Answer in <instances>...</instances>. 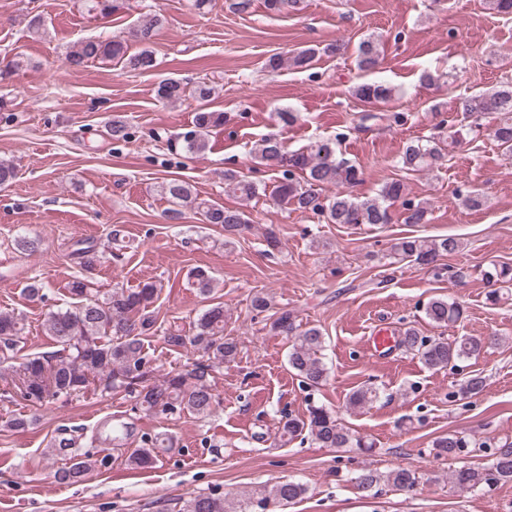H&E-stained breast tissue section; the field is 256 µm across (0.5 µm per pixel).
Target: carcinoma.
Here are the masks:
<instances>
[{
  "mask_svg": "<svg viewBox=\"0 0 512 512\" xmlns=\"http://www.w3.org/2000/svg\"><path fill=\"white\" fill-rule=\"evenodd\" d=\"M123 0H82L88 13L108 15L121 8ZM162 19L157 14H144L133 29V41L138 48L130 51V45L121 38L101 40L89 38L78 42L66 54L68 65L79 69L94 62H115L130 71H149L155 66L153 37ZM319 53L308 47L288 57L271 56L266 64L275 73L284 67L306 69ZM358 67L364 72L375 70L380 64L377 42L368 38L358 47ZM160 101L174 104L187 96L204 103L212 95V88L201 83L190 89L182 80L165 78L156 90ZM355 97L365 104L388 103L394 95L393 87L378 82H363L354 90ZM463 118L477 122L487 113L500 115L499 122L491 131L492 139L503 152L512 155V83L491 90L466 96L460 102ZM381 117L389 125L401 126L407 122L404 112H390L378 116L361 113L364 123ZM224 124V113L198 110L195 130L183 136L185 148L190 152H202L207 148L206 131ZM343 134L333 138H320L311 142L303 151H290L275 135L262 138L254 149L259 163L279 170L280 177L273 198L280 204L291 206L302 213L320 215L329 224H388L391 221L389 203L402 201L404 223L427 222V207L421 202L405 198L404 184L392 179L385 182L372 199L355 200L350 188L362 181L359 166L337 157V145ZM441 158L435 146L409 144L401 156L404 169L418 171L431 169ZM174 207L165 211V220L177 223L183 218V208L193 207L202 211L208 224H219L224 229V242L229 243L250 223L245 212L217 204L197 201L192 184L174 179L162 186ZM224 191L242 200H252L265 192L259 184L246 179L237 171L224 170ZM459 250V241L452 237L427 238L406 236L398 239L392 254L419 266L439 268V261ZM74 258L86 271L99 262L97 251L91 246L74 251ZM489 282L512 285V266L493 265L484 272ZM191 278L200 295L209 297L214 278L210 271L196 267ZM69 292L75 299L65 309L48 314L45 329L60 349L47 357H25L16 369L15 386L20 395L33 404L59 397L85 394L90 386L97 385L100 392H124L135 398L141 410L154 414L187 411L195 416L209 415L218 404V395L209 380L215 365L235 361L239 353L237 339L224 335V307L217 304L207 308L197 319L192 335L170 333L167 344L175 349L188 348L191 360L167 372L160 379H151L149 360L144 351V336L154 327L149 308L158 298V286L153 281L141 282L134 288L112 289L103 300L89 297L90 289L82 280L71 283ZM429 322L437 326H449L460 322L464 309L460 302L446 297L431 299L424 308ZM270 331L291 339L288 366L299 382L307 387H317L326 381L328 369L320 357L322 332L316 327H302L297 316L288 310L269 317ZM23 333V324L17 315L0 313V363L15 358V349ZM495 338L480 339L459 336L452 340L444 336L421 337L409 329L400 345L415 351L426 367L440 370L450 364L481 353ZM485 378L474 375L460 385L463 397L477 396L484 391ZM377 397L373 388H359L348 398V406L361 409L369 406ZM310 431L313 440L322 448H369L371 444L346 429L336 415L323 405L311 404L307 418L281 414L277 421V435L290 439L303 430ZM135 424L120 422L110 429L109 441L115 450L128 444L135 437ZM471 446V441L458 432L444 434L433 441L437 457H456ZM173 447V439L165 434L141 438L140 447L128 456V463L135 467L151 463L156 454ZM490 460L483 467H461L452 473L454 483L465 490L492 487L512 481V443L504 442L489 453ZM96 462L88 457L74 456L55 473L64 484H76L86 480L94 471ZM419 482L415 472L406 468H393L383 473L365 470L356 477L359 489L370 492L382 484L398 488H412ZM306 487L288 480L273 485L260 495L248 496L230 506L226 499L199 493L188 499L181 512H262L269 499L288 504L305 495Z\"/></svg>",
  "mask_w": 512,
  "mask_h": 512,
  "instance_id": "obj_1",
  "label": "carcinoma"
}]
</instances>
